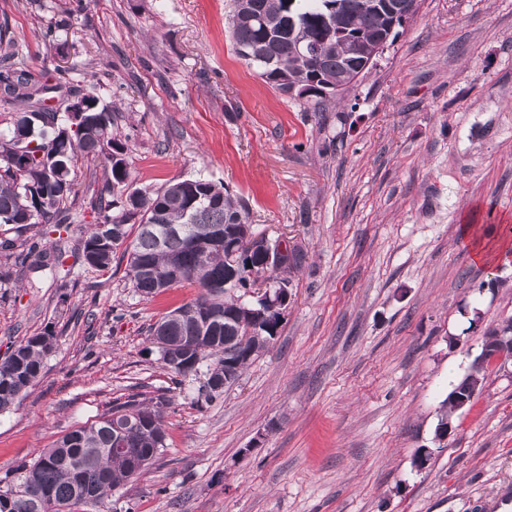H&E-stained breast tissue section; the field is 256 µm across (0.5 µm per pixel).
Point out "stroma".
<instances>
[{"mask_svg":"<svg viewBox=\"0 0 512 512\" xmlns=\"http://www.w3.org/2000/svg\"><path fill=\"white\" fill-rule=\"evenodd\" d=\"M235 0H0L39 74L55 30L88 91L117 103L129 183L224 185L253 232L306 260L276 336L213 399L173 384L150 329L192 301L125 277L0 264V359L52 332L35 384L0 412V478L133 393L168 397L167 446L103 504L72 512H512V358L435 430L486 334L512 317V263L472 258L461 226L512 228V0H420L325 111L233 50ZM434 451L429 466L412 460Z\"/></svg>","mask_w":512,"mask_h":512,"instance_id":"1","label":"stroma"}]
</instances>
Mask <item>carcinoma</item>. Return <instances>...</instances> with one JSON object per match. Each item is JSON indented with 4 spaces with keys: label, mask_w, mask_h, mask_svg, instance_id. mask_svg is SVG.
<instances>
[{
    "label": "carcinoma",
    "mask_w": 512,
    "mask_h": 512,
    "mask_svg": "<svg viewBox=\"0 0 512 512\" xmlns=\"http://www.w3.org/2000/svg\"><path fill=\"white\" fill-rule=\"evenodd\" d=\"M366 0H235L231 18L234 51L268 48L273 63L257 68L258 75L283 94L288 86L306 82L334 86L351 66L352 58L336 47L327 20L336 19L366 42L385 32L386 19L365 8ZM299 42H325L326 50L313 60L298 62ZM94 64L60 68L42 61L43 82H37L8 26L0 24V92L20 105L11 122L0 128V224L17 237L0 241V256L10 259L17 238L33 230L45 237L76 223L89 206L96 222L89 225L79 259L106 270L118 249L127 255L126 275L143 296L189 284L196 298L164 315L153 327L159 360L178 381L205 370L207 397L221 394L224 375L238 380L252 358L274 338L280 317L256 325L249 313L254 303L240 289L259 281L279 288V269L265 263L250 247L248 208L228 190L208 179H174L154 190L126 191L130 171L125 145L114 133L119 108L90 94L87 112H58L47 104L48 94L68 86L67 97L84 93L81 82ZM100 161L94 180L80 186L74 172L80 159ZM169 225L189 226V232L161 241ZM28 268L45 267L38 243L21 251ZM236 285L224 289L228 270ZM52 335L29 337L0 361V411L13 405L39 378L52 350ZM491 361L477 357L470 372L442 402L435 437L448 434V416L458 410L455 396L474 395ZM165 399L137 394L116 402L92 423L67 432L31 466L15 473L0 488V512H69L77 505H96L153 465L166 448L163 420ZM146 419L149 427L114 430L112 417ZM126 441L119 454L110 448Z\"/></svg>",
    "instance_id": "1"
}]
</instances>
